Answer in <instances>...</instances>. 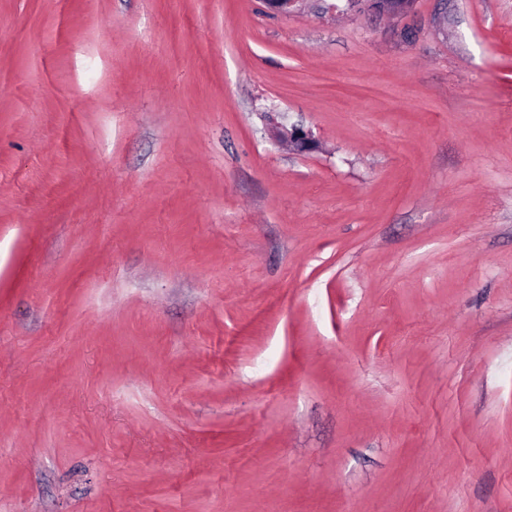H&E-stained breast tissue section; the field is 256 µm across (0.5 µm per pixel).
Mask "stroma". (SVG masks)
I'll return each instance as SVG.
<instances>
[{
	"instance_id": "obj_1",
	"label": "stroma",
	"mask_w": 512,
	"mask_h": 512,
	"mask_svg": "<svg viewBox=\"0 0 512 512\" xmlns=\"http://www.w3.org/2000/svg\"><path fill=\"white\" fill-rule=\"evenodd\" d=\"M330 2L0 0V512H512V0ZM267 128L272 136L278 138L285 136L288 141L299 151L308 152L316 148V141L309 130L301 126L285 128L281 125L272 113L267 115Z\"/></svg>"
}]
</instances>
